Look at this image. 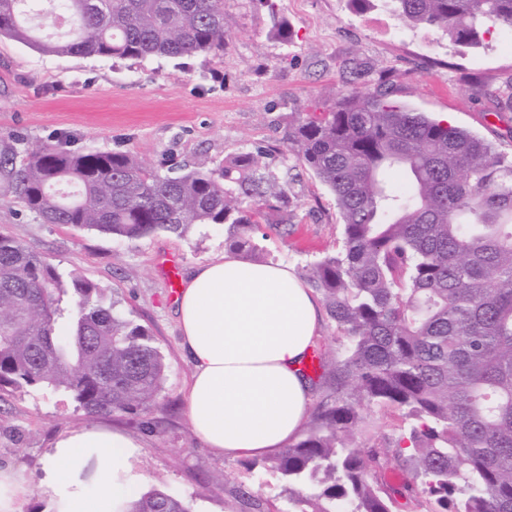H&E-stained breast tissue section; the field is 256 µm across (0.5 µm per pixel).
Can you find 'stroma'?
<instances>
[{"label":"stroma","mask_w":512,"mask_h":512,"mask_svg":"<svg viewBox=\"0 0 512 512\" xmlns=\"http://www.w3.org/2000/svg\"><path fill=\"white\" fill-rule=\"evenodd\" d=\"M287 20L292 43L274 28ZM233 34L222 53L138 60L45 55L0 38V139L49 142L72 150L120 151L175 176L202 160L271 150L277 172L298 168L282 141L290 119L332 109L339 88L376 90L429 115L450 116L512 156V34L493 29L481 48L404 26L382 7L356 13L347 0H224ZM290 184L297 204L292 232L272 237L277 262L303 267L337 250L341 218L334 195L308 169ZM0 227L47 258L102 288L126 317L149 327L168 369L150 412L89 420L62 390L0 391V469L24 487L18 512H55L38 493L41 460L61 432L89 423L136 439L140 476L134 495L152 489L181 498L190 512H241L249 490L264 512H285L276 474L229 459L196 440L185 409L193 364L182 346L176 302L156 268L158 255L181 272L222 254L223 227L193 226L183 237L159 232L131 242L95 231L44 224L0 199Z\"/></svg>","instance_id":"obj_1"}]
</instances>
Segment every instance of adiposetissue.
I'll return each mask as SVG.
<instances>
[{
	"mask_svg": "<svg viewBox=\"0 0 512 512\" xmlns=\"http://www.w3.org/2000/svg\"><path fill=\"white\" fill-rule=\"evenodd\" d=\"M194 371L187 407L196 437L229 458L277 453L304 431L314 387L302 372L321 327L293 267L226 251L194 267L175 310ZM136 440L97 426L59 434L39 490L56 512H113L136 480Z\"/></svg>",
	"mask_w": 512,
	"mask_h": 512,
	"instance_id": "adipose-tissue-1",
	"label": "adipose tissue"
}]
</instances>
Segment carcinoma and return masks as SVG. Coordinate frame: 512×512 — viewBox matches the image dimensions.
<instances>
[{"instance_id":"cac0c4a2","label":"carcinoma","mask_w":512,"mask_h":512,"mask_svg":"<svg viewBox=\"0 0 512 512\" xmlns=\"http://www.w3.org/2000/svg\"><path fill=\"white\" fill-rule=\"evenodd\" d=\"M397 20L479 48L512 0H389ZM76 20L62 40L35 20ZM0 36L48 55L191 58L224 51V0H0ZM286 150L334 194L342 242L310 263L342 353L309 428L263 467L287 512H512V158L457 126L347 86L288 123ZM0 140V195L45 224L138 241L224 227L250 257L288 235V182L261 150L176 177L127 152ZM401 177L395 187L388 173ZM167 364L148 327L0 231V391L63 389L91 418L140 414ZM391 411L400 434L373 419ZM388 472L404 476L397 488ZM117 512H190L153 489Z\"/></svg>"}]
</instances>
